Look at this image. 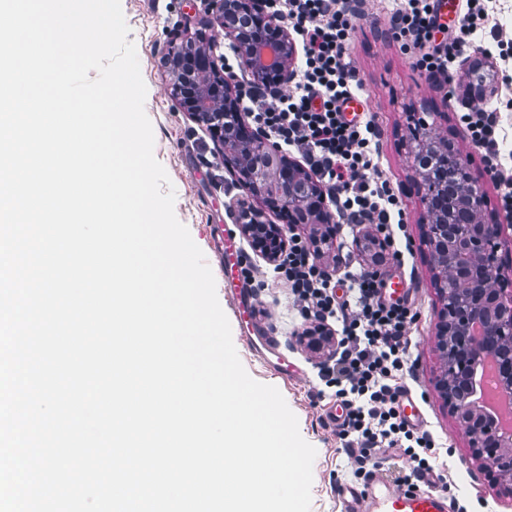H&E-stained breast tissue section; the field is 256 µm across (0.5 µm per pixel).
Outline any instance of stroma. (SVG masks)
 Segmentation results:
<instances>
[{"instance_id":"1","label":"stroma","mask_w":512,"mask_h":512,"mask_svg":"<svg viewBox=\"0 0 512 512\" xmlns=\"http://www.w3.org/2000/svg\"><path fill=\"white\" fill-rule=\"evenodd\" d=\"M494 35L477 36L470 48L453 63L447 83L431 79L413 64L411 49L388 32L390 0H360V17L346 44V53L361 83L365 117L373 119L379 132L378 168L388 188L402 201V224L396 235L410 244L402 259H387L382 271L385 283L399 282L408 290L406 299L417 311L409 329L410 355L415 377L410 393L424 414L429 431L441 453L448 495L459 512H512V490L492 487L489 476L472 458L468 441L436 387L440 361L435 344V326L442 305L435 288L434 269L424 243V206L421 181L413 164L416 147L411 132L417 121H425L453 139L471 164L487 205L484 217L505 224L501 254L512 260V215L500 205L503 185L489 172L482 147L470 138L459 117L472 104H500L498 148L512 152V85L503 86L497 75L512 71V57L500 56L498 41L512 42V0H488ZM125 21L147 88L145 113L154 132V156L165 168L176 199L174 211L202 250L211 270L219 268L222 238L232 233L241 251V265L249 271L246 281L253 298L256 326L270 336L277 350L258 354L245 342L240 330L232 339L239 358L256 381L275 386L298 419L304 440L316 449L313 463L310 512H341L337 493L355 484L358 451L346 448L336 435L330 416L339 407L336 388L327 381L328 361L296 344L294 335L306 322L293 303L287 281L274 266L255 253L243 236L227 206L240 190L217 156V146L200 124L177 106L171 95L163 56L171 38L184 30L209 27L205 0H121ZM484 81L489 92L474 96L469 86ZM363 231L359 224H340L336 236V266L332 280L349 288L353 274L364 264L356 242ZM216 294L225 315H232L233 299L223 276L215 278Z\"/></svg>"}]
</instances>
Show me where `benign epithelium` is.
Masks as SVG:
<instances>
[{
  "label": "benign epithelium",
  "mask_w": 512,
  "mask_h": 512,
  "mask_svg": "<svg viewBox=\"0 0 512 512\" xmlns=\"http://www.w3.org/2000/svg\"><path fill=\"white\" fill-rule=\"evenodd\" d=\"M209 11L249 79H231L213 40L201 32L173 37L164 64L180 109L205 125L234 182L255 200L233 205L242 234L273 262L288 250L287 231L309 227L317 257L334 256L338 225L326 188L245 119L246 95L280 91L294 79L297 48L291 33L271 10V0H209ZM414 140L413 163L425 189V242L441 286L436 387L479 467L497 483L512 486V431L503 430L478 397L484 392L479 369L490 357L496 390L512 402V282L499 256L502 225L481 219L484 193L465 175L467 165L453 141L422 121ZM362 249L368 269L378 271L385 242L367 235ZM294 339L327 359L335 355L336 337L323 324L302 329Z\"/></svg>",
  "instance_id": "1"
}]
</instances>
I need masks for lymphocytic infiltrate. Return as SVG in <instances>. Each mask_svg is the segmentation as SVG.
<instances>
[{
  "instance_id": "f902f5d3",
  "label": "lymphocytic infiltrate",
  "mask_w": 512,
  "mask_h": 512,
  "mask_svg": "<svg viewBox=\"0 0 512 512\" xmlns=\"http://www.w3.org/2000/svg\"><path fill=\"white\" fill-rule=\"evenodd\" d=\"M276 2L302 42L299 80L293 93L260 96L252 120L281 145L302 153L327 184L337 212L353 223L374 225L388 246H395L390 218L400 212L401 203L384 183L370 182L366 175L377 152L375 127L369 120L347 121L342 110L359 88L345 54L356 18L349 0ZM390 21L393 38L420 48L415 66L444 81L471 37L486 29L489 16L486 0H467L456 35L441 47L433 44L439 24L431 0H395ZM276 271L304 311L342 325L341 350L332 367L336 395L345 409L337 427L340 438L352 440L366 457L400 450L412 463L402 480L413 486L432 471L436 456L431 435L409 428L399 412L407 392L404 378L412 372L406 329L415 321V312L403 303L383 301L382 281L367 272L356 274L351 298H338L334 284L299 238L290 242Z\"/></svg>"
}]
</instances>
